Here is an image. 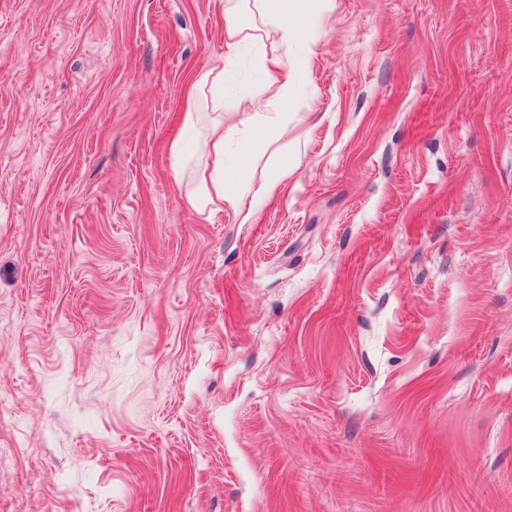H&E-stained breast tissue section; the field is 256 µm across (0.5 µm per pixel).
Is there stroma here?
Masks as SVG:
<instances>
[{
    "mask_svg": "<svg viewBox=\"0 0 512 512\" xmlns=\"http://www.w3.org/2000/svg\"><path fill=\"white\" fill-rule=\"evenodd\" d=\"M224 51L0 0V512H512V0H330L246 224L169 164Z\"/></svg>",
    "mask_w": 512,
    "mask_h": 512,
    "instance_id": "35a3bbf8",
    "label": "stroma"
}]
</instances>
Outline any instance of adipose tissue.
Returning a JSON list of instances; mask_svg holds the SVG:
<instances>
[{
  "mask_svg": "<svg viewBox=\"0 0 512 512\" xmlns=\"http://www.w3.org/2000/svg\"><path fill=\"white\" fill-rule=\"evenodd\" d=\"M323 0H225L224 45L228 54L248 48L264 75L260 93L267 99L285 101L297 90L279 79L276 68L283 58L267 46L265 28L274 29L281 45L293 43L300 27H315L322 16ZM236 77L229 68L201 72L186 103L183 136L170 147L171 166L176 178L191 175L190 200L197 209L231 207L243 219H250L247 199L271 195L277 178L252 185L243 175L247 166L264 160L277 163L286 145L287 126L266 127L259 113H243L241 122L248 133L234 149H227L224 135V99Z\"/></svg>",
  "mask_w": 512,
  "mask_h": 512,
  "instance_id": "1",
  "label": "adipose tissue"
}]
</instances>
